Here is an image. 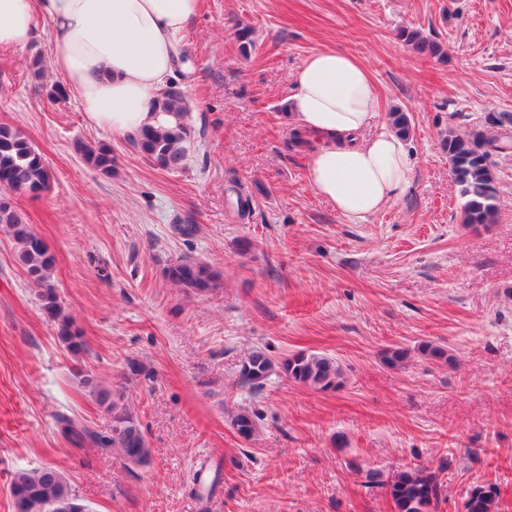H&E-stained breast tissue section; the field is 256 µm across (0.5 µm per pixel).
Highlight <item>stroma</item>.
I'll use <instances>...</instances> for the list:
<instances>
[{
  "label": "stroma",
  "mask_w": 512,
  "mask_h": 512,
  "mask_svg": "<svg viewBox=\"0 0 512 512\" xmlns=\"http://www.w3.org/2000/svg\"><path fill=\"white\" fill-rule=\"evenodd\" d=\"M240 24L255 31L245 55ZM405 28L446 57L414 52ZM180 49L169 84L191 102V147L177 170L94 125L74 94L50 97L54 76L34 67L53 50L48 21L25 50L0 52V124L20 128L51 173L40 196L9 199L54 254L86 340L76 355L60 342L0 227V512H14L12 472L44 464L90 512H394L366 475L410 463L440 474L434 512H464L485 481L512 512V152L494 159L498 221L473 230L441 148L447 128L512 113V0H199ZM321 49L366 66L378 122L394 107L411 120L412 182L362 222L315 194L306 150L288 144L293 76ZM81 142L111 149L112 174L85 162ZM187 258L219 273L214 291L168 281ZM426 341L452 363L422 357ZM396 346L405 367L381 359ZM258 349L328 355L342 384L318 392L276 373L252 390L240 368ZM102 388L123 392L149 465L61 435V414L110 431ZM244 408L257 416L250 441L231 424ZM201 464L205 494L192 479Z\"/></svg>",
  "instance_id": "1"
}]
</instances>
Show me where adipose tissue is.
<instances>
[{
  "label": "adipose tissue",
  "mask_w": 512,
  "mask_h": 512,
  "mask_svg": "<svg viewBox=\"0 0 512 512\" xmlns=\"http://www.w3.org/2000/svg\"><path fill=\"white\" fill-rule=\"evenodd\" d=\"M199 0H0V51L28 46L39 20L52 26L51 65L97 126L115 132L174 125L156 108ZM368 70L336 49L309 54L293 78V127L313 143L315 193L359 222L396 201L413 174L406 141L376 123Z\"/></svg>",
  "instance_id": "1"
}]
</instances>
